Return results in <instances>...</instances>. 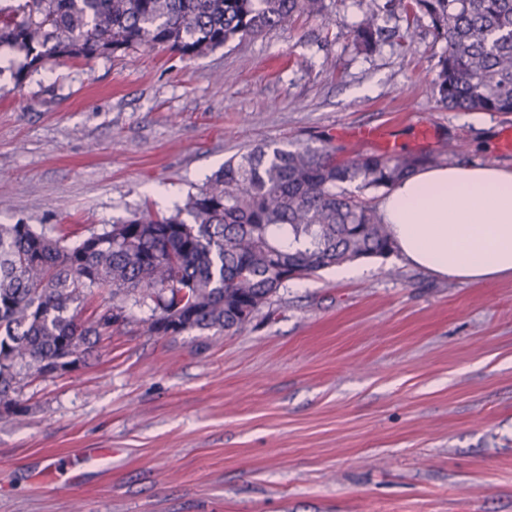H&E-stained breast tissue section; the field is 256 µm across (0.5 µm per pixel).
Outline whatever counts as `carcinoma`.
I'll return each mask as SVG.
<instances>
[{"instance_id":"obj_1","label":"carcinoma","mask_w":512,"mask_h":512,"mask_svg":"<svg viewBox=\"0 0 512 512\" xmlns=\"http://www.w3.org/2000/svg\"><path fill=\"white\" fill-rule=\"evenodd\" d=\"M431 19L447 45L434 90L444 106L512 113V0H387ZM323 0H0V49L38 69L140 46L203 57L228 43L314 14ZM378 15L352 41L380 46ZM257 147L224 161L170 209L157 203L78 241L31 224H0V409L33 377L76 368L138 309L146 331L174 336L241 329L290 280L355 259L385 256L389 232L349 190L388 191L430 156ZM100 291L110 306L84 324L77 307Z\"/></svg>"}]
</instances>
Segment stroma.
Instances as JSON below:
<instances>
[{
	"mask_svg": "<svg viewBox=\"0 0 512 512\" xmlns=\"http://www.w3.org/2000/svg\"><path fill=\"white\" fill-rule=\"evenodd\" d=\"M324 0L203 58L139 47L0 73V224L98 231L183 201L264 144H349L512 167V114L459 112L426 15ZM375 11L392 31L355 53ZM414 37H407V26ZM287 282L231 334L153 336L131 313L0 415V512H512V277L463 283L367 258ZM112 451L109 469L83 464ZM382 28L378 24V15L366 14L358 24L352 41L357 53H372L380 46Z\"/></svg>",
	"mask_w": 512,
	"mask_h": 512,
	"instance_id": "stroma-1",
	"label": "stroma"
}]
</instances>
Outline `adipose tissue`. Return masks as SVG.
<instances>
[{"mask_svg":"<svg viewBox=\"0 0 512 512\" xmlns=\"http://www.w3.org/2000/svg\"><path fill=\"white\" fill-rule=\"evenodd\" d=\"M378 214L413 266L461 282L512 277V168L418 169L382 197Z\"/></svg>","mask_w":512,"mask_h":512,"instance_id":"1","label":"adipose tissue"}]
</instances>
